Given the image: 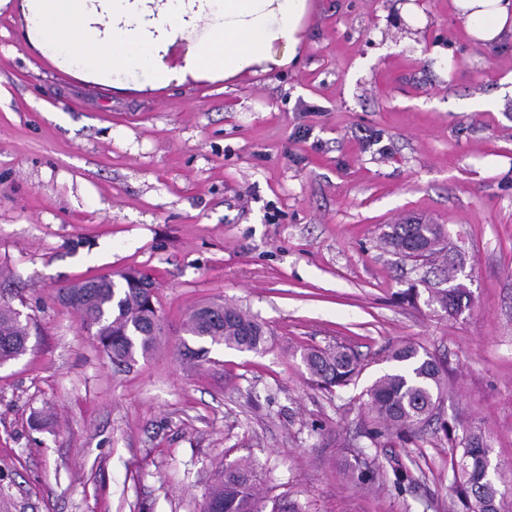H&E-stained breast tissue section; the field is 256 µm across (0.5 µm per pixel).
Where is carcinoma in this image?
I'll use <instances>...</instances> for the list:
<instances>
[{
    "instance_id": "obj_1",
    "label": "carcinoma",
    "mask_w": 512,
    "mask_h": 512,
    "mask_svg": "<svg viewBox=\"0 0 512 512\" xmlns=\"http://www.w3.org/2000/svg\"><path fill=\"white\" fill-rule=\"evenodd\" d=\"M444 233L439 224H394L385 241L393 250L425 249L427 258L437 252ZM152 276L130 270L115 276L95 277L58 289L61 303L76 311L82 325L97 340L112 362L121 364L159 345L163 335L152 290L145 283ZM431 302L446 314L462 310L469 291L459 285L430 289ZM185 332L213 344L238 351L258 352L267 342L263 322L241 311L219 304L194 310L184 323ZM30 340L29 321L19 311L0 305V365L26 353ZM394 369L379 377L368 390V406L374 423L365 437L367 446L353 454L348 464L351 478L366 485L379 482L378 472L367 449L378 445L385 434L414 438L436 415L445 388L444 369L428 352L400 344L388 354ZM303 362L312 378L324 388L348 385L361 371L358 356L348 347L310 350ZM449 447L455 449L453 480L457 503L453 512H499L503 493L489 472V445L483 434L469 430L456 436L441 426ZM257 474L248 462L224 466L205 502L203 512H266L265 500L255 491Z\"/></svg>"
}]
</instances>
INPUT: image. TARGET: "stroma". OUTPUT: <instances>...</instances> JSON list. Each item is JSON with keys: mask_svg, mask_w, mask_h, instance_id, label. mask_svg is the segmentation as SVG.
I'll use <instances>...</instances> for the list:
<instances>
[{"mask_svg": "<svg viewBox=\"0 0 512 512\" xmlns=\"http://www.w3.org/2000/svg\"><path fill=\"white\" fill-rule=\"evenodd\" d=\"M413 2L417 32L395 0H312L292 68L127 91L57 69L0 9V269L31 318L0 367V512H202L242 459L302 512H451L434 425L380 438L378 491L343 475L403 341L445 364L437 423L484 431L512 512V32L480 48L451 0ZM412 219L461 252V314L404 298L437 279L383 241ZM128 269L166 336L118 367L57 290ZM212 302L264 322L265 350L183 332ZM340 343L364 367L327 390L302 352Z\"/></svg>", "mask_w": 512, "mask_h": 512, "instance_id": "1", "label": "stroma"}]
</instances>
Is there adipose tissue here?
Here are the masks:
<instances>
[{
  "instance_id": "1",
  "label": "adipose tissue",
  "mask_w": 512,
  "mask_h": 512,
  "mask_svg": "<svg viewBox=\"0 0 512 512\" xmlns=\"http://www.w3.org/2000/svg\"><path fill=\"white\" fill-rule=\"evenodd\" d=\"M311 0H20L22 34L74 77L119 90L231 81L293 66ZM478 46L512 28V0H453Z\"/></svg>"
}]
</instances>
